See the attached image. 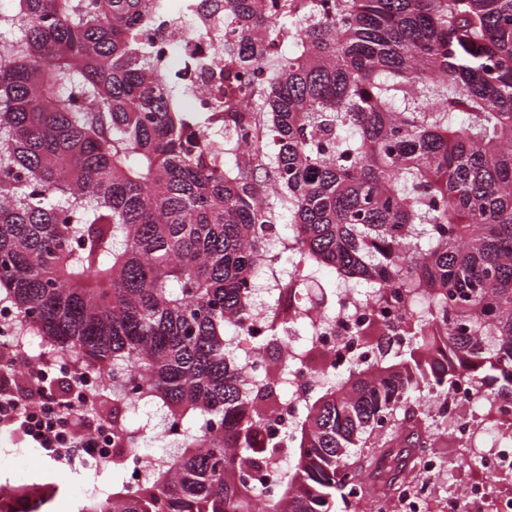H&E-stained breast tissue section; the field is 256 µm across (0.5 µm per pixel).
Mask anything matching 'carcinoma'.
Wrapping results in <instances>:
<instances>
[{
  "label": "carcinoma",
  "instance_id": "1",
  "mask_svg": "<svg viewBox=\"0 0 512 512\" xmlns=\"http://www.w3.org/2000/svg\"><path fill=\"white\" fill-rule=\"evenodd\" d=\"M0 8V304L43 356L102 374L112 484L77 512H361L407 487L448 396L512 428V0H224V63L245 104L183 103L136 33L161 0H7ZM232 158L227 163L226 158ZM288 222V273L254 353L252 287ZM326 269L331 278L309 295ZM401 304L405 343L299 397L317 356L260 368L288 324L313 335L339 285ZM179 432L150 448L131 399ZM293 403L283 436L258 440ZM382 440L364 483L354 460ZM278 467L263 494L254 474Z\"/></svg>",
  "mask_w": 512,
  "mask_h": 512
}]
</instances>
